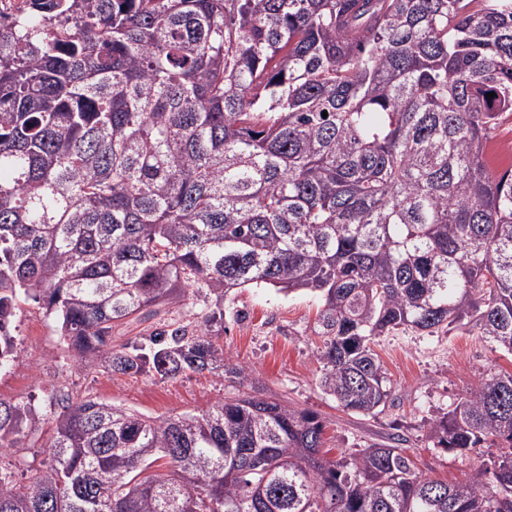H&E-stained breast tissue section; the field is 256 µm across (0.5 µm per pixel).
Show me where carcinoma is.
<instances>
[{"instance_id":"obj_1","label":"carcinoma","mask_w":512,"mask_h":512,"mask_svg":"<svg viewBox=\"0 0 512 512\" xmlns=\"http://www.w3.org/2000/svg\"><path fill=\"white\" fill-rule=\"evenodd\" d=\"M508 113L512 0H34L0 27V368L24 298L74 366L243 386L224 296L259 285L319 296L321 387L364 416L391 397L375 336L463 325L512 354V167L485 161ZM194 290L193 320L112 336ZM58 402L0 398L1 449L50 423L46 467L0 466V512H512V373L432 423L499 448L457 485L391 445L330 458L316 412L246 391Z\"/></svg>"}]
</instances>
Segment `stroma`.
<instances>
[{
	"instance_id": "obj_1",
	"label": "stroma",
	"mask_w": 512,
	"mask_h": 512,
	"mask_svg": "<svg viewBox=\"0 0 512 512\" xmlns=\"http://www.w3.org/2000/svg\"><path fill=\"white\" fill-rule=\"evenodd\" d=\"M320 300L313 294L286 296L272 288H242L224 299V355L248 366L259 395L317 412L326 424L332 456L349 455L390 438L405 441L423 475L448 481L469 479L488 465L496 448L465 456L439 448L430 438L431 422L455 405L485 376L512 371V355L477 333L455 327L430 336L400 329L374 337L372 347L384 365L391 400L374 417L340 407L320 385L313 326ZM19 355L0 371V397L34 401L48 411L58 387L86 391L99 400L148 416L198 413L240 391L232 375L186 373L173 379L151 375L110 376L64 365V350L54 323L35 304L22 305L17 317ZM46 435L35 432L19 447L0 452V464L17 478L44 467Z\"/></svg>"
}]
</instances>
